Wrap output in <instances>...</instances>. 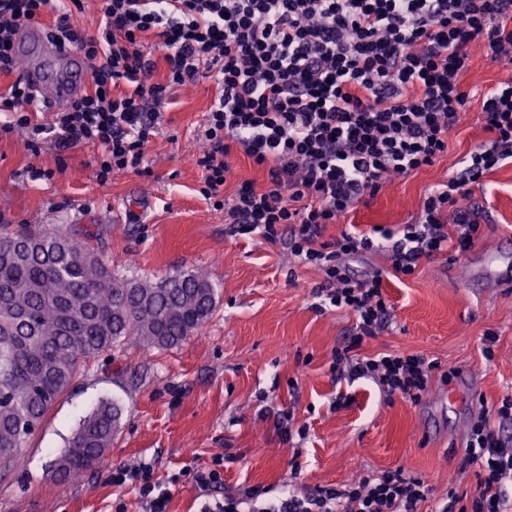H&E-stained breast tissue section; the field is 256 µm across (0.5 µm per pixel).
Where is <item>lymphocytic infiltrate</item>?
<instances>
[{"label":"lymphocytic infiltrate","instance_id":"lymphocytic-infiltrate-1","mask_svg":"<svg viewBox=\"0 0 512 512\" xmlns=\"http://www.w3.org/2000/svg\"><path fill=\"white\" fill-rule=\"evenodd\" d=\"M46 34L88 64V91L32 123L33 88L18 77L13 37L41 19L51 0H0V73L15 80L0 110L32 141L52 134L60 150L98 151L96 177L146 171L145 148L172 87L198 77L220 90L207 114L204 143L193 157L204 199L226 211L242 233L287 237L291 255L315 266L323 285L316 310L353 315L351 341L336 350V373L371 377L386 396L418 402L436 374L458 370L421 353L358 357L365 340L388 327L385 276H408L421 261L463 254L479 234L481 213L467 204L471 186L512 160V80L483 97L490 142L422 202L415 222L397 230L341 231L339 223L374 198L386 180L432 165L448 149L470 94L462 86L474 42L512 66V0H102L104 22L83 32L70 0ZM161 61H154L152 51ZM165 63L164 80L152 79ZM267 172L266 186L241 181L221 199L232 151ZM382 251L387 267L355 277L351 262ZM459 472L474 471L472 490L449 488L439 512H507L512 502V398L472 420ZM115 485L138 489L145 512H167L170 492L150 462L112 469ZM431 488L398 468L368 473L343 488L294 487L271 496L249 486L205 501L200 512H420Z\"/></svg>","mask_w":512,"mask_h":512}]
</instances>
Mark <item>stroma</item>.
Listing matches in <instances>:
<instances>
[{
  "instance_id": "35a3bbf8",
  "label": "stroma",
  "mask_w": 512,
  "mask_h": 512,
  "mask_svg": "<svg viewBox=\"0 0 512 512\" xmlns=\"http://www.w3.org/2000/svg\"><path fill=\"white\" fill-rule=\"evenodd\" d=\"M511 79L478 47L463 86L483 92ZM217 93L203 77L174 88L149 138L147 173L115 172L104 184L93 149L63 152L50 138L34 149L27 130L0 131V234L22 224L61 227L86 239L115 273L156 283L198 266L216 288L214 310L197 335L169 348L133 338L81 369L19 461L0 475V512H115L120 504L143 512L137 490L114 485L111 476L113 466L144 460L170 487L167 512H199V490L179 473L224 455L236 461L212 491L215 499L252 485L337 488L367 471L402 468L428 480L432 494L420 510L435 512L450 477L460 476L465 488L475 484L473 473H457L471 405L450 407L438 376L416 404L386 399L369 378L335 376L333 354L349 341L354 318L313 309L321 272L295 262L287 238L271 243L237 231L198 192L201 172L192 157ZM490 139L481 102L471 100L447 153L385 184L348 223L368 233L413 222L420 201ZM33 166L55 175L32 180ZM471 190L482 213L470 249L476 255L512 228V162ZM455 265L441 256L412 275L386 279L390 324L359 353H421L456 366L459 379L479 384L489 408L512 396V289L474 292ZM488 333L497 338L490 362L481 353ZM103 399L122 411L104 462L53 492L50 463Z\"/></svg>"
}]
</instances>
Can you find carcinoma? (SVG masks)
I'll return each mask as SVG.
<instances>
[{"label": "carcinoma", "mask_w": 512, "mask_h": 512, "mask_svg": "<svg viewBox=\"0 0 512 512\" xmlns=\"http://www.w3.org/2000/svg\"><path fill=\"white\" fill-rule=\"evenodd\" d=\"M214 304L198 267L152 284L119 276L59 228L24 224L0 238V468L19 449L80 366L129 338L170 347L197 334ZM100 401L55 462L60 481L98 466L120 422Z\"/></svg>", "instance_id": "obj_1"}]
</instances>
